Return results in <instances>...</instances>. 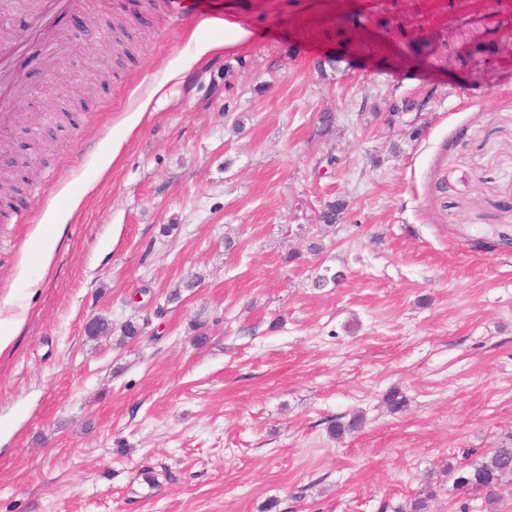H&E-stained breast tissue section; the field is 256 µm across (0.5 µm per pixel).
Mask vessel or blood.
Segmentation results:
<instances>
[{"label":"vessel or blood","instance_id":"1","mask_svg":"<svg viewBox=\"0 0 512 512\" xmlns=\"http://www.w3.org/2000/svg\"><path fill=\"white\" fill-rule=\"evenodd\" d=\"M39 23L27 40H0V132H6L17 120L16 108L28 94V88L13 69L14 55L36 46L45 64H54L63 54L66 34L56 28L53 17L60 12H83L89 0H28ZM211 0H164V11L173 21L188 16L206 15Z\"/></svg>","mask_w":512,"mask_h":512}]
</instances>
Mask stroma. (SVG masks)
Wrapping results in <instances>:
<instances>
[{
	"label": "stroma",
	"instance_id": "stroma-1",
	"mask_svg": "<svg viewBox=\"0 0 512 512\" xmlns=\"http://www.w3.org/2000/svg\"><path fill=\"white\" fill-rule=\"evenodd\" d=\"M211 13L251 41L92 0L53 118L46 67L17 62L36 117L7 143L37 177L0 204L25 215L0 220V303L27 310L0 512H512V481L490 510L455 484L512 445V0ZM117 19L128 55L74 37Z\"/></svg>",
	"mask_w": 512,
	"mask_h": 512
}]
</instances>
